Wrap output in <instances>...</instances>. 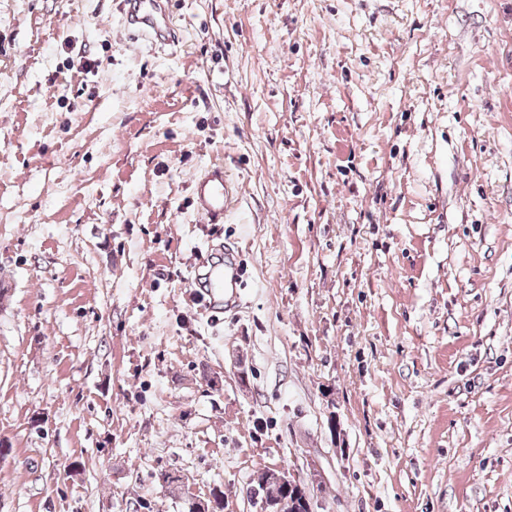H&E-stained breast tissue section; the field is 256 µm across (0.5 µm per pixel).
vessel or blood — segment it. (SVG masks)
<instances>
[{
  "label": "vessel or blood",
  "mask_w": 512,
  "mask_h": 512,
  "mask_svg": "<svg viewBox=\"0 0 512 512\" xmlns=\"http://www.w3.org/2000/svg\"><path fill=\"white\" fill-rule=\"evenodd\" d=\"M131 39L174 43L178 40L173 17L165 0H121ZM237 188L226 177L224 166H208L192 185L195 208L208 223L220 224L226 218ZM195 287L212 322H221L224 313L234 307L241 285V268L233 252H225L224 260L202 275H196Z\"/></svg>",
  "instance_id": "vessel-or-blood-1"
}]
</instances>
